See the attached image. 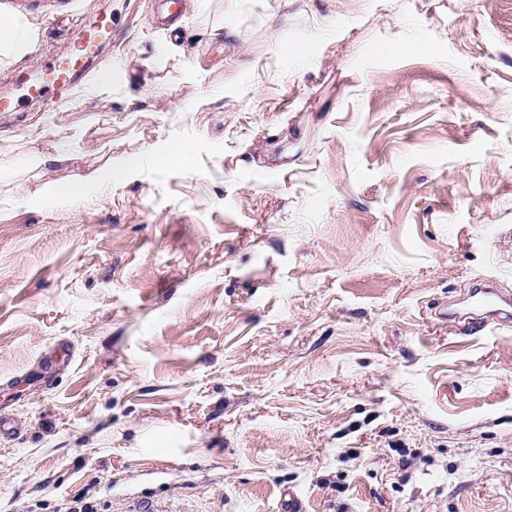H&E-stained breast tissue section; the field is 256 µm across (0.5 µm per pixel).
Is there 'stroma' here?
I'll return each mask as SVG.
<instances>
[{
  "instance_id": "obj_1",
  "label": "stroma",
  "mask_w": 512,
  "mask_h": 512,
  "mask_svg": "<svg viewBox=\"0 0 512 512\" xmlns=\"http://www.w3.org/2000/svg\"><path fill=\"white\" fill-rule=\"evenodd\" d=\"M152 2L0 117V512H512V324L441 316L512 295V0ZM19 8L9 89L64 40ZM112 175V167L98 168L85 175L80 182L55 188V193L61 199H77L82 195L83 185L85 182L111 183ZM468 312L455 314L448 311V321L455 330L470 333L483 331L490 324H510L512 321L511 296L501 294L489 283H474L467 291Z\"/></svg>"
}]
</instances>
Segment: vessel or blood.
Here are the masks:
<instances>
[{
    "label": "vessel or blood",
    "mask_w": 512,
    "mask_h": 512,
    "mask_svg": "<svg viewBox=\"0 0 512 512\" xmlns=\"http://www.w3.org/2000/svg\"><path fill=\"white\" fill-rule=\"evenodd\" d=\"M54 19L64 26L73 25L74 36L62 52L20 75L16 91L0 94V112H22L30 106L52 108L89 76V64L96 58L100 44L112 37L113 17L108 0H99L96 9L83 18L75 20L70 13L58 12ZM467 296V312L448 316L455 329L476 333L493 323L512 322V297L501 294L491 284H473Z\"/></svg>",
    "instance_id": "obj_1"
}]
</instances>
